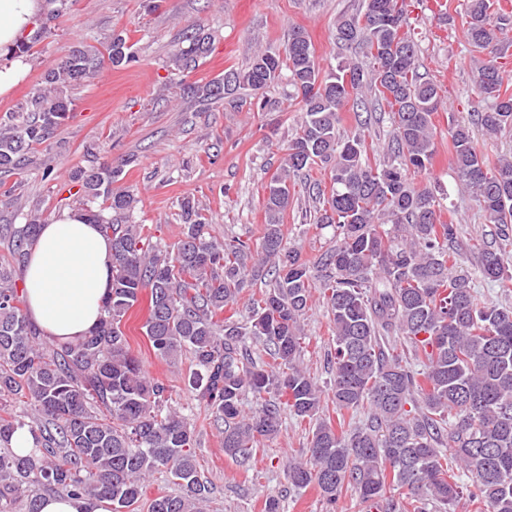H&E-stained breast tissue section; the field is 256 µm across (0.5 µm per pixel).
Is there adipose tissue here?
Segmentation results:
<instances>
[{"label":"adipose tissue","instance_id":"ef3b65f1","mask_svg":"<svg viewBox=\"0 0 512 512\" xmlns=\"http://www.w3.org/2000/svg\"><path fill=\"white\" fill-rule=\"evenodd\" d=\"M46 0H0V96L21 81L26 63L11 50L46 13ZM112 276V241L82 210L41 225L23 279L30 320L50 341L73 342L98 321Z\"/></svg>","mask_w":512,"mask_h":512}]
</instances>
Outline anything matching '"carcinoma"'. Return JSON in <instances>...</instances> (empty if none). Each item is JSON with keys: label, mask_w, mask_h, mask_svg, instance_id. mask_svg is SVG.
Masks as SVG:
<instances>
[{"label": "carcinoma", "mask_w": 512, "mask_h": 512, "mask_svg": "<svg viewBox=\"0 0 512 512\" xmlns=\"http://www.w3.org/2000/svg\"><path fill=\"white\" fill-rule=\"evenodd\" d=\"M46 22L75 0H47ZM465 37L474 58L478 101L469 120L451 119L453 163L461 187L488 223L509 237L512 224V157L487 161L471 135H512V93L501 60L512 48V13L501 0H463ZM336 40L366 49L364 63L341 61L325 74L308 35L288 34L285 56L259 52L242 70L204 85L183 84L203 101L252 92L259 112L265 89L284 78L301 99L299 131L279 174L266 186L267 223L258 248L239 238L219 239L197 220L195 203H180L184 229L172 247L146 246L144 226L132 221L133 191L119 184L110 165L75 175L84 212L112 238V283L99 323L75 342L44 346L23 309L14 271L0 266V512H39L40 491L104 497L113 512H134L141 480L165 472L179 494H160L148 512H201L209 487L198 469L191 419L167 407L168 389L146 378L122 329L123 318L148 295L144 324L154 355L176 362L191 356L187 384L214 422L224 425V454L250 460L262 440L276 437L283 416L319 417L309 458L288 465V481L315 486L332 507L352 489L368 508L400 512L395 494L406 490L413 512H456L463 496L457 475L470 474L476 512H512V307L482 302L471 278L455 275L457 236L441 221L440 198L413 176L427 172L436 155L432 116L444 104L442 89L419 73L418 50L399 0H365L363 13L342 17ZM174 53L179 73L196 68L210 51L201 31L185 35ZM102 56L75 47L14 112L0 119V175L21 169L28 153L69 118L71 90L96 79L104 61L129 66L139 57L125 32L114 33ZM374 95L391 120V161L371 162L365 135L337 132L340 112L365 106ZM318 165L329 170V189L313 184L322 201L313 221L336 228V244L312 264L287 246L281 215L295 195L294 178ZM107 209L95 206L98 198ZM39 217L9 228L13 255L25 263L26 245ZM272 268L268 294L239 321L224 310L237 302L249 279ZM480 278L512 282L504 251L485 249ZM320 291L334 325L329 393L303 364L300 319ZM395 332L409 350L390 343ZM265 356H255L252 343ZM336 409L326 414L322 396ZM255 399L247 413L244 401ZM34 412L27 422L9 408ZM368 412L367 421L344 427V415ZM26 428L36 451L19 456L11 438Z\"/></svg>", "instance_id": "1"}]
</instances>
